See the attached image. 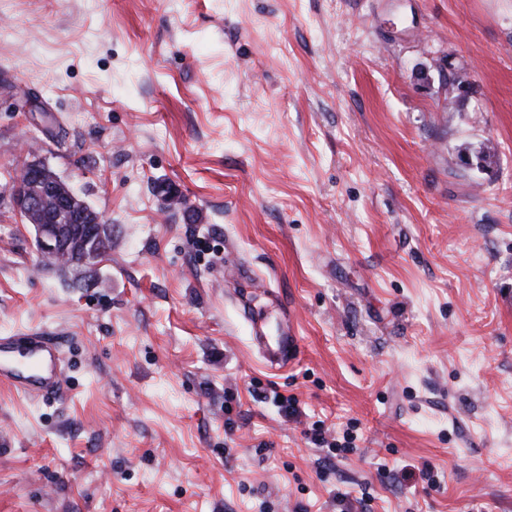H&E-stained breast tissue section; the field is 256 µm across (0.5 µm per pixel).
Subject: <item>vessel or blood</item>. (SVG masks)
I'll return each instance as SVG.
<instances>
[{"mask_svg": "<svg viewBox=\"0 0 512 512\" xmlns=\"http://www.w3.org/2000/svg\"><path fill=\"white\" fill-rule=\"evenodd\" d=\"M253 342L270 370L288 367L299 353L291 320H284L275 338L254 335ZM0 381L18 393L45 399L64 392L63 357L54 337L39 332L0 336Z\"/></svg>", "mask_w": 512, "mask_h": 512, "instance_id": "b4317fda", "label": "vessel or blood"}]
</instances>
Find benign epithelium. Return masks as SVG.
Returning <instances> with one entry per match:
<instances>
[{
  "label": "benign epithelium",
  "mask_w": 512,
  "mask_h": 512,
  "mask_svg": "<svg viewBox=\"0 0 512 512\" xmlns=\"http://www.w3.org/2000/svg\"><path fill=\"white\" fill-rule=\"evenodd\" d=\"M4 191L26 223L33 226L37 249L46 262L96 260L97 251L88 249V243L103 223L102 217L50 173L45 163H26Z\"/></svg>",
  "instance_id": "1"
}]
</instances>
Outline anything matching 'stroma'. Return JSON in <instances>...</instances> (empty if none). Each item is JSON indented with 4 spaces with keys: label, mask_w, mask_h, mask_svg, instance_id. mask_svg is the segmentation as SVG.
Here are the masks:
<instances>
[{
    "label": "stroma",
    "mask_w": 512,
    "mask_h": 512,
    "mask_svg": "<svg viewBox=\"0 0 512 512\" xmlns=\"http://www.w3.org/2000/svg\"><path fill=\"white\" fill-rule=\"evenodd\" d=\"M36 158L96 266L42 269L1 192ZM29 330L67 391L0 384V512H512V0H0ZM252 340L265 364L272 371L288 367L299 353L298 337L286 313L283 315L282 331L272 342L268 336H262L258 332L252 336Z\"/></svg>",
    "instance_id": "obj_1"
}]
</instances>
